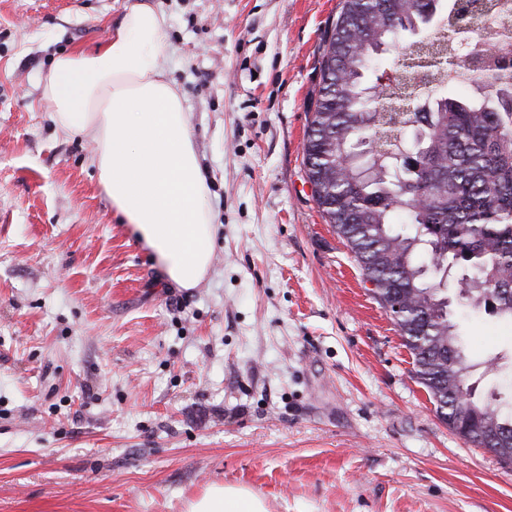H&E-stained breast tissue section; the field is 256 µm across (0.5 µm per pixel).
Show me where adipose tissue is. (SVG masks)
<instances>
[{
  "label": "adipose tissue",
  "instance_id": "adipose-tissue-1",
  "mask_svg": "<svg viewBox=\"0 0 512 512\" xmlns=\"http://www.w3.org/2000/svg\"><path fill=\"white\" fill-rule=\"evenodd\" d=\"M166 26L151 0H135L111 39L54 58L43 97L59 130L92 142L98 182L155 268L188 290L210 269L215 227L182 97L161 65ZM189 512L268 510L247 488L214 485Z\"/></svg>",
  "mask_w": 512,
  "mask_h": 512
}]
</instances>
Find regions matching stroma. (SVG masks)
I'll return each instance as SVG.
<instances>
[{
  "mask_svg": "<svg viewBox=\"0 0 512 512\" xmlns=\"http://www.w3.org/2000/svg\"><path fill=\"white\" fill-rule=\"evenodd\" d=\"M133 2L0 0V512H187L214 484L269 512H512V463L436 414L306 177L341 0H153L216 224L190 290L42 99ZM452 311L478 396L511 413L512 325Z\"/></svg>",
  "mask_w": 512,
  "mask_h": 512,
  "instance_id": "1",
  "label": "stroma"
}]
</instances>
